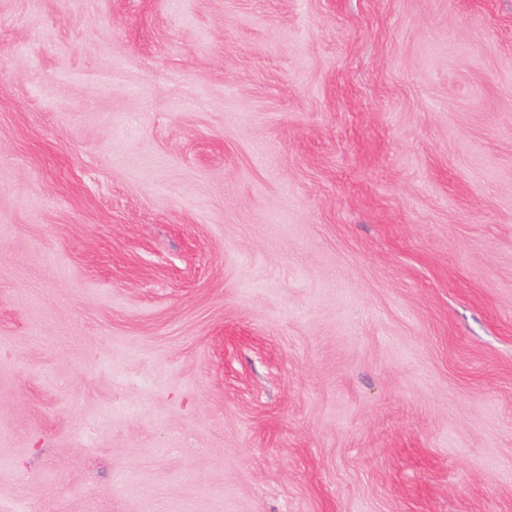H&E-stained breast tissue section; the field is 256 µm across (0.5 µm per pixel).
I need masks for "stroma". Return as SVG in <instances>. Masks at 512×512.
<instances>
[{
  "instance_id": "stroma-1",
  "label": "stroma",
  "mask_w": 512,
  "mask_h": 512,
  "mask_svg": "<svg viewBox=\"0 0 512 512\" xmlns=\"http://www.w3.org/2000/svg\"><path fill=\"white\" fill-rule=\"evenodd\" d=\"M0 507L512 512V0H0Z\"/></svg>"
}]
</instances>
